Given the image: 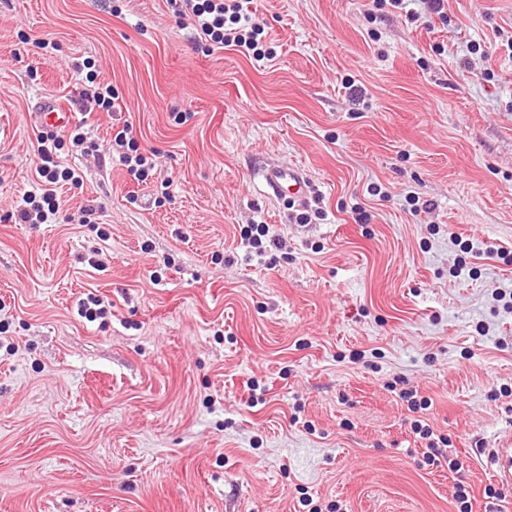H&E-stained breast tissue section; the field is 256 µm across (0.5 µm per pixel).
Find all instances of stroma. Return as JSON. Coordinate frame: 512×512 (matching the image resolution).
Returning <instances> with one entry per match:
<instances>
[{
	"label": "stroma",
	"mask_w": 512,
	"mask_h": 512,
	"mask_svg": "<svg viewBox=\"0 0 512 512\" xmlns=\"http://www.w3.org/2000/svg\"><path fill=\"white\" fill-rule=\"evenodd\" d=\"M248 13L273 60L206 51L169 0H0V217L36 180L37 102L98 147L57 152L83 177L64 214L96 223L0 220V512H459L461 480L512 512L477 454L512 438V0ZM87 59L112 111L76 103ZM126 123L143 182L99 162ZM284 162L321 218L265 196ZM260 222L283 246L249 261ZM90 293L111 316L78 315ZM32 113L36 127L42 132L58 130L73 120V112L63 102H40ZM415 431L416 434H419V437L423 440H426L425 449L426 451L423 453V457L425 459V463L428 465H441V458L448 461V467L452 470H460L462 465L455 459H449L447 455L439 448L438 443L435 442L431 437L433 436V432L426 427L416 425Z\"/></svg>",
	"instance_id": "obj_1"
}]
</instances>
